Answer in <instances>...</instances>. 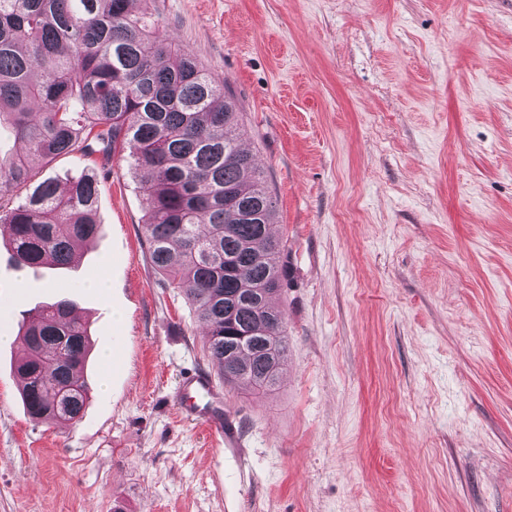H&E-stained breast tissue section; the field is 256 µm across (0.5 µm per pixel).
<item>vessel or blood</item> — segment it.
I'll list each match as a JSON object with an SVG mask.
<instances>
[{
  "instance_id": "b4317fda",
  "label": "vessel or blood",
  "mask_w": 512,
  "mask_h": 512,
  "mask_svg": "<svg viewBox=\"0 0 512 512\" xmlns=\"http://www.w3.org/2000/svg\"><path fill=\"white\" fill-rule=\"evenodd\" d=\"M172 396L184 417L206 425L218 445L231 448L238 443L236 421L225 411L224 395L208 372L191 370L181 374Z\"/></svg>"
}]
</instances>
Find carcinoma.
<instances>
[{
  "label": "carcinoma",
  "instance_id": "1",
  "mask_svg": "<svg viewBox=\"0 0 512 512\" xmlns=\"http://www.w3.org/2000/svg\"><path fill=\"white\" fill-rule=\"evenodd\" d=\"M134 0H0V132L21 150L0 152V205L20 268H66L97 238L99 181L85 169L65 184L35 179L63 154L119 155L152 185L142 225L148 258L182 288L206 330L217 375L262 400L281 382L284 310L273 299L288 274L270 230L275 200L240 145L241 112L186 50L156 36ZM15 371L28 415L75 422L89 400L88 325L63 298L21 325Z\"/></svg>",
  "mask_w": 512,
  "mask_h": 512
}]
</instances>
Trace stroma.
Instances as JSON below:
<instances>
[{"label":"stroma","mask_w":512,"mask_h":512,"mask_svg":"<svg viewBox=\"0 0 512 512\" xmlns=\"http://www.w3.org/2000/svg\"><path fill=\"white\" fill-rule=\"evenodd\" d=\"M146 6L236 100L275 198L284 380L225 391L241 447L179 417L205 331L149 265L148 181L97 160L78 266L0 247V332L66 297L93 343L84 415L52 424L0 343V512H512V0Z\"/></svg>","instance_id":"1"}]
</instances>
